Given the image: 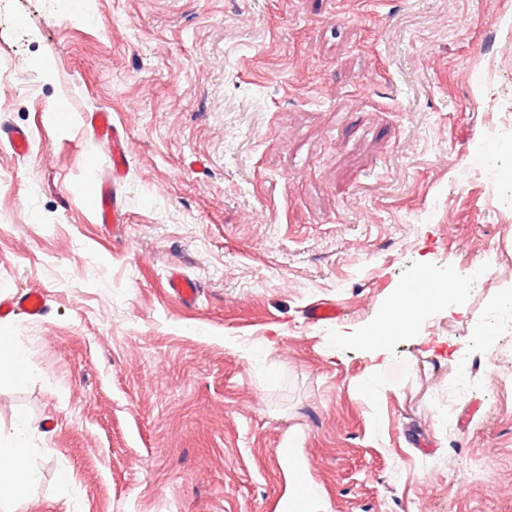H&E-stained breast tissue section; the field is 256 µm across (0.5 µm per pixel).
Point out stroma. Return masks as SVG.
<instances>
[{"mask_svg": "<svg viewBox=\"0 0 512 512\" xmlns=\"http://www.w3.org/2000/svg\"><path fill=\"white\" fill-rule=\"evenodd\" d=\"M88 2L0 0V297L50 307L0 317L38 472L0 512H289L291 457L329 512H512V0ZM424 258L484 267L466 315L336 344ZM95 135L105 141L112 156V179L99 184L93 208L97 210L100 224H122L123 209L120 184L126 167L125 136L117 125L111 121L110 113L99 110L87 117ZM167 284L173 295L184 303H195L198 298L196 284L178 273H172L167 279ZM48 311V304L41 293L23 291L0 301V316L22 315L38 320ZM0 374L11 375L18 381H24L31 375L26 353L12 347L5 336H0Z\"/></svg>", "mask_w": 512, "mask_h": 512, "instance_id": "35a3bbf8", "label": "stroma"}]
</instances>
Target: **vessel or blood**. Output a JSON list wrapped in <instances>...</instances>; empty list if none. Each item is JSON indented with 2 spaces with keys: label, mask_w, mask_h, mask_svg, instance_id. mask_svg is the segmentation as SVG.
I'll use <instances>...</instances> for the list:
<instances>
[{
  "label": "vessel or blood",
  "mask_w": 512,
  "mask_h": 512,
  "mask_svg": "<svg viewBox=\"0 0 512 512\" xmlns=\"http://www.w3.org/2000/svg\"><path fill=\"white\" fill-rule=\"evenodd\" d=\"M95 135L105 141L112 156V177L102 181L93 203L98 219L103 224L119 223L123 209L120 184L126 167L125 136L115 125L108 111L99 110L88 117ZM167 284L173 295L184 303H195L198 298L196 284L180 274H170ZM48 311L45 297L37 292L23 291L0 301V316L22 315L32 320L43 317Z\"/></svg>",
  "instance_id": "vessel-or-blood-1"
}]
</instances>
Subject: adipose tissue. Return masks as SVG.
<instances>
[{
    "mask_svg": "<svg viewBox=\"0 0 512 512\" xmlns=\"http://www.w3.org/2000/svg\"><path fill=\"white\" fill-rule=\"evenodd\" d=\"M417 280L426 282L425 290L400 288L384 304L376 323L364 331L354 330L337 335L340 344L383 347L391 340L414 333L423 319L435 312L448 293L464 296L469 274H456L451 282L430 272L427 262H420ZM30 430L28 425L13 427L8 435H0V490H9L11 496L24 494L37 480L29 464Z\"/></svg>",
    "mask_w": 512,
    "mask_h": 512,
    "instance_id": "1",
    "label": "adipose tissue"
}]
</instances>
